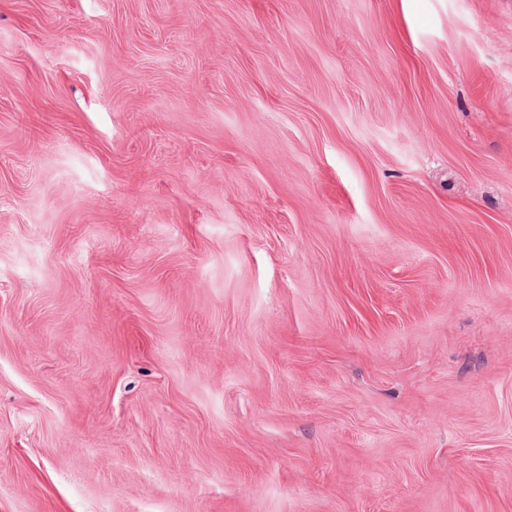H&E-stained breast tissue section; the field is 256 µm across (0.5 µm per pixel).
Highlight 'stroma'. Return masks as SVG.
Here are the masks:
<instances>
[{"label": "stroma", "mask_w": 512, "mask_h": 512, "mask_svg": "<svg viewBox=\"0 0 512 512\" xmlns=\"http://www.w3.org/2000/svg\"><path fill=\"white\" fill-rule=\"evenodd\" d=\"M0 512H512V0H0Z\"/></svg>", "instance_id": "obj_1"}]
</instances>
